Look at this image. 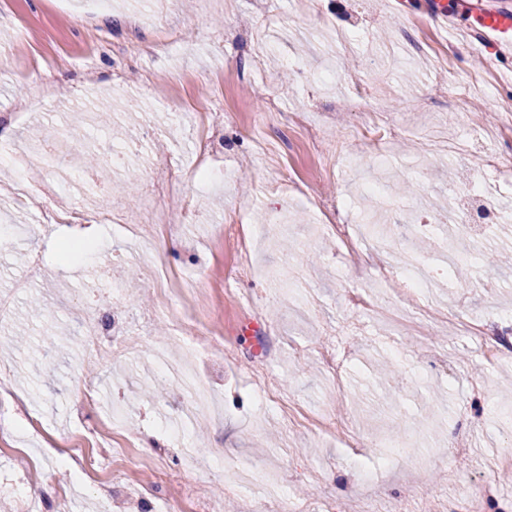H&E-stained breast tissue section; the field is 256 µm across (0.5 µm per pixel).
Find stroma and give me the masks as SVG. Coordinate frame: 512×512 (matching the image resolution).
Returning <instances> with one entry per match:
<instances>
[{
	"instance_id": "35a3bbf8",
	"label": "stroma",
	"mask_w": 512,
	"mask_h": 512,
	"mask_svg": "<svg viewBox=\"0 0 512 512\" xmlns=\"http://www.w3.org/2000/svg\"><path fill=\"white\" fill-rule=\"evenodd\" d=\"M358 90L388 130L383 141L357 134ZM510 99L512 58L490 68L445 32L431 0H111L94 13L85 0H0V129L9 132L0 141V236L9 239L0 246V376L12 389L0 395L12 429L0 438V512H19L24 500L38 512H131L187 488L221 512H256L284 494L389 512L414 487L422 494L411 512H449L463 487L485 482L496 489L486 512H512V420L502 417L512 357L486 360L444 322L454 314L512 326V269L483 261L491 249L512 252V138L499 132ZM130 102L140 111L125 141L93 127L100 110L124 123ZM192 110L211 113L219 130L213 162L224 179L186 197L160 193L148 171L196 180ZM284 112L305 113L330 154L284 127ZM72 126L76 149L131 153L125 167L100 162L95 180L59 185L56 205L79 201L91 215L101 205L96 181L118 186L115 225L96 224L92 246L67 259L71 226L47 223L44 197L19 192L32 170H57L38 148ZM407 180L415 192L395 196ZM471 181L478 190L464 195ZM312 188L335 199L368 250L340 247L307 197ZM233 211L257 276L233 282L228 297L224 273L238 256L223 224ZM424 214L463 217L472 263L457 279L425 256L430 288L412 312L379 270L416 238ZM125 223L135 233L122 232ZM165 241L171 249L159 252ZM117 260L132 278L125 297L112 293ZM158 264L204 282L182 304L224 338L221 357L198 362L214 401L206 414L187 416L190 398L172 380L193 351L155 311L144 277ZM353 288L383 296L379 313L353 308ZM90 305L135 318L121 353L88 357ZM271 342L283 391L349 420L350 443L284 429L259 399L258 346ZM321 344L344 356L337 376L324 371ZM384 358L397 374L386 387L374 374ZM161 376L169 386L156 400L145 385ZM112 421L120 432L108 458L94 434ZM71 439L111 482L110 498L64 477ZM159 464L181 471V482L142 495L125 487L124 476Z\"/></svg>"
}]
</instances>
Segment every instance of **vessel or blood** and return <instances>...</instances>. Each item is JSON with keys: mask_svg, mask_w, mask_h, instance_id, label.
<instances>
[{"mask_svg": "<svg viewBox=\"0 0 512 512\" xmlns=\"http://www.w3.org/2000/svg\"><path fill=\"white\" fill-rule=\"evenodd\" d=\"M458 6L471 18V29L483 47L487 64L512 57L511 7H491L483 0H459Z\"/></svg>", "mask_w": 512, "mask_h": 512, "instance_id": "b4317fda", "label": "vessel or blood"}]
</instances>
